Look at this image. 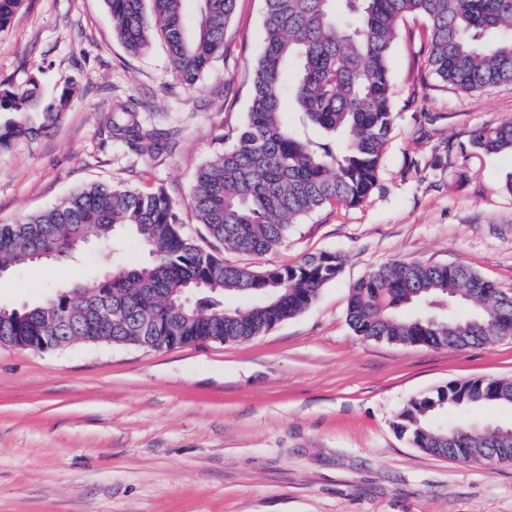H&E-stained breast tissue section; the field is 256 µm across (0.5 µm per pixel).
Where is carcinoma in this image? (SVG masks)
I'll return each instance as SVG.
<instances>
[{
    "instance_id": "cac0c4a2",
    "label": "carcinoma",
    "mask_w": 512,
    "mask_h": 512,
    "mask_svg": "<svg viewBox=\"0 0 512 512\" xmlns=\"http://www.w3.org/2000/svg\"><path fill=\"white\" fill-rule=\"evenodd\" d=\"M23 0H0V28ZM185 0H104L119 42L132 55L163 39L172 71L195 86L224 53V33L237 0H199L189 25ZM264 46L251 71L244 122L229 128L232 144L201 165L188 204L196 223L225 249L265 255L292 227L323 206L360 205L377 187L392 132L390 52L399 21L415 15L430 29L427 64L443 84L477 91L512 83V0H264ZM295 71L297 121L282 120L284 82ZM76 85L43 100L38 84L0 83V149L48 134ZM112 138L158 150L163 133L125 107L107 119ZM310 127L321 131L315 138ZM474 148L512 152V118L472 134ZM178 206L163 189L139 191L93 183L57 204L0 224V270L28 265L36 255L67 259L90 241L109 243L121 229L146 247L149 261L103 268L87 284L59 287L43 302L0 307V346L57 349L74 339L139 346L137 336L160 337L155 349L206 341L242 342L303 312L320 288L336 279L342 257L322 252L291 266L257 269L229 264L182 231ZM416 305L421 312L406 316ZM347 321L364 338L408 346L466 350L512 336V293L466 264L394 262L351 287ZM177 338H172V335ZM503 380L453 381L410 401L395 428L417 448L473 462L504 461L512 447L495 445L465 415L433 431L432 412L475 405L506 407L488 398Z\"/></svg>"
}]
</instances>
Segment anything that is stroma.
I'll use <instances>...</instances> for the list:
<instances>
[{"label": "stroma", "mask_w": 512, "mask_h": 512, "mask_svg": "<svg viewBox=\"0 0 512 512\" xmlns=\"http://www.w3.org/2000/svg\"><path fill=\"white\" fill-rule=\"evenodd\" d=\"M263 6L238 0L223 56L188 89L161 41L126 52L103 0H23L0 30V82L82 92L50 134L0 152V224L91 183L160 186L196 236L194 174L245 119ZM427 49L426 21H401L378 188L319 210L271 253H224L255 268L341 254L340 275L301 314L239 343L0 347V512H512V462L438 458L394 427L410 399L448 382L512 378V337L454 351L366 341L346 321L352 284L396 261L465 263L512 292V154L470 144L512 117V84H442ZM119 105L168 128L172 152L112 141L105 119ZM104 257L127 265L146 252L121 236L107 252L94 243L14 269L0 276V306L86 283Z\"/></svg>", "instance_id": "1"}]
</instances>
